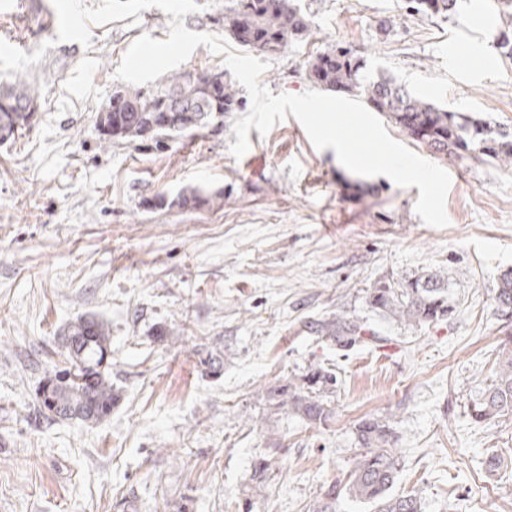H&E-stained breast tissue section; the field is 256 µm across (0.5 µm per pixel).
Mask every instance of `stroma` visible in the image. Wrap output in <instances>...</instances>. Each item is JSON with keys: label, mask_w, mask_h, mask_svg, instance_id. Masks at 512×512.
I'll use <instances>...</instances> for the list:
<instances>
[{"label": "stroma", "mask_w": 512, "mask_h": 512, "mask_svg": "<svg viewBox=\"0 0 512 512\" xmlns=\"http://www.w3.org/2000/svg\"><path fill=\"white\" fill-rule=\"evenodd\" d=\"M0 0V39L26 54L38 100L30 127L0 143V512H238L256 461L268 467L253 512H312L346 478L355 427L390 421L396 491L419 489L422 512H512V421L468 414L488 383L512 316L492 290L512 268V169L440 160L451 176L450 224L415 212L418 187L345 169L295 117L230 152L233 117L191 135L101 148L96 115L123 88L114 73L141 35L167 39L153 7L91 26L90 46L43 29L41 0ZM314 27L270 56L273 94L312 87L306 62L345 45L369 69L512 129V60L492 46L466 0L450 20L412 15L405 0H301ZM217 195L200 209L155 207L181 192ZM450 271L452 319L408 325L367 304L390 278ZM344 313L375 341L337 350L320 326ZM79 316L112 331L120 399L100 424L61 422L38 406L43 377L63 366L61 331ZM166 335H159V328ZM216 368L201 364L203 354ZM314 365L339 385L327 424L271 409L264 393ZM504 462L489 472L485 459Z\"/></svg>", "instance_id": "obj_1"}]
</instances>
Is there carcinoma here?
<instances>
[{"mask_svg":"<svg viewBox=\"0 0 512 512\" xmlns=\"http://www.w3.org/2000/svg\"><path fill=\"white\" fill-rule=\"evenodd\" d=\"M411 11L426 17H454L460 0H406ZM224 32L251 50L268 54L283 52L289 43L309 35L311 20L298 0H228L224 7ZM493 47L498 55L512 59V29L497 31ZM310 81L324 91L354 94L366 107L386 115L408 138L434 154L463 161L476 157L512 167V133L471 112L450 110L415 93L384 70L369 75L364 58L351 48L331 47L311 56L306 64ZM212 72L179 70L168 75L152 91L127 86L113 94L122 102L119 112H100L96 123L100 141L112 146L148 138H178L187 132L222 119L241 109L236 82L228 73L214 85ZM37 110L34 89L24 79L0 84V142L15 138ZM213 198L195 191L172 201L183 208L210 205ZM450 274L429 272L412 280L389 279L371 289L368 304L382 317L408 324L436 323L451 317ZM494 303L504 313L512 312V271L503 273L494 288ZM321 332L339 348L368 339V331L344 314L321 324ZM67 367L41 381L36 400L52 417L84 424L106 421L119 400L110 373V330L96 317L80 316L62 331ZM338 383L336 373L313 366L299 380H288L266 393L269 404L288 411L313 425H325L333 416L327 394ZM470 417L479 425L496 419H512V350L496 360L491 385L471 404ZM358 458L346 481L335 480L320 493L312 512H336L339 498L348 496L370 503L374 512H422L415 491L393 494L399 472L392 426L378 417L364 418L356 426ZM267 465L255 466L246 487L245 512H252V499L263 487Z\"/></svg>","mask_w":512,"mask_h":512,"instance_id":"carcinoma-1","label":"carcinoma"}]
</instances>
